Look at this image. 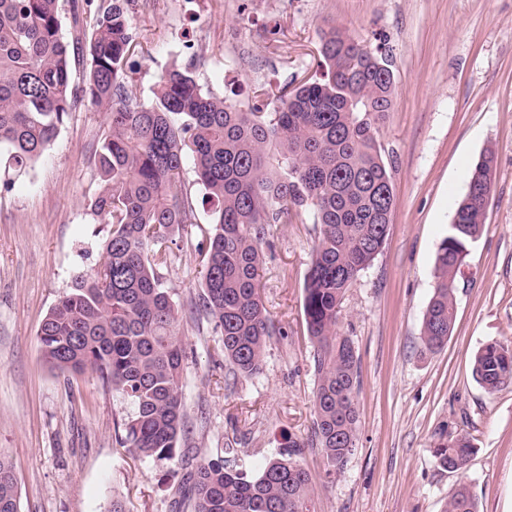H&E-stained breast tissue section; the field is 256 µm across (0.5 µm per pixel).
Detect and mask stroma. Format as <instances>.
Listing matches in <instances>:
<instances>
[{
  "label": "stroma",
  "instance_id": "1",
  "mask_svg": "<svg viewBox=\"0 0 512 512\" xmlns=\"http://www.w3.org/2000/svg\"><path fill=\"white\" fill-rule=\"evenodd\" d=\"M61 32L81 83L94 9L60 0ZM138 46L127 73L148 100L172 64L194 63L199 83L238 103L278 95L318 71L323 33L336 26L370 48L390 47L394 105L378 140L392 162L394 209L373 265L349 288L338 330L359 353L357 449L329 479L313 443L314 346L303 286L318 240L312 220L272 225L261 298L273 323L261 370L225 390L211 321L193 302L198 248L210 212L180 231L163 285L187 344L182 397L190 462L229 457L257 473L289 440L303 442L317 512H445L467 482L479 512H512V387L490 393L472 376L487 343L512 346V0H132ZM106 125L77 99L52 148L25 171H0V450L12 459L21 512H191L165 480L187 463L121 447L115 423L130 410L97 375L42 361L38 330L73 277L94 267L102 228L92 202ZM495 154L480 236L457 276L454 328L424 350L437 247L473 164ZM469 436L465 470L439 466V433Z\"/></svg>",
  "mask_w": 512,
  "mask_h": 512
}]
</instances>
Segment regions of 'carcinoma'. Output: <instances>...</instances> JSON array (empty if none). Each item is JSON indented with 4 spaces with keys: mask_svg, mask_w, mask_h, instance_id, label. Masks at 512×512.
<instances>
[{
    "mask_svg": "<svg viewBox=\"0 0 512 512\" xmlns=\"http://www.w3.org/2000/svg\"><path fill=\"white\" fill-rule=\"evenodd\" d=\"M59 2L0 0V149L7 162L22 169L49 150L80 96L106 123L92 204L106 226L101 259L73 278L43 320V362L62 373L90 369L131 405L117 424L122 446L155 461L188 457L186 347L162 282L176 235L197 223L199 207H210L194 308L214 322L232 376L250 377L273 330L260 294L261 243L269 225L310 210L320 226L303 297L317 379L314 438L326 476L342 471L357 447L360 370L354 343L338 333L337 322L347 290L389 233L392 166L378 131L395 94L392 55L333 27L321 38L320 77L281 92L270 112L262 98L244 109L203 90L190 63L163 74L145 104L131 99L124 81L136 42L130 0H99L81 87L72 80ZM188 156L204 188L200 198L183 181ZM494 165L492 152L479 156L439 244L422 326L429 352L452 331L455 278L482 231ZM472 374L489 392L512 386V348L485 344ZM300 448L289 442L253 476L220 458L178 483L188 486L193 512H315ZM472 453L465 435L442 434L434 446L440 465L452 471L465 469ZM0 512H20L14 468L1 452ZM445 512H478L468 484L457 485Z\"/></svg>",
    "mask_w": 512,
    "mask_h": 512,
    "instance_id": "1",
    "label": "carcinoma"
}]
</instances>
